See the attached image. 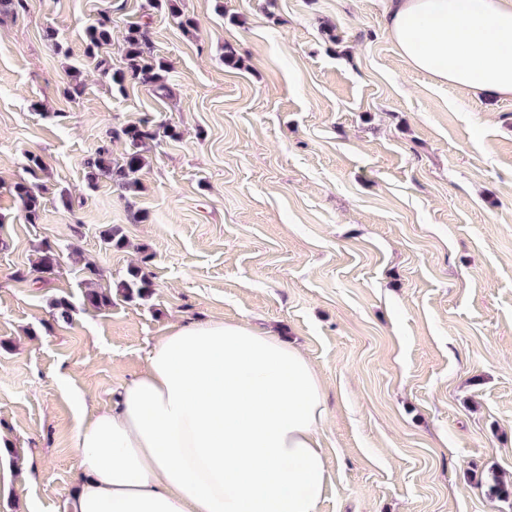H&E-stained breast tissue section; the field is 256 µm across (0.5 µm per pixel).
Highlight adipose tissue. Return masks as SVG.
I'll return each instance as SVG.
<instances>
[{"mask_svg": "<svg viewBox=\"0 0 512 512\" xmlns=\"http://www.w3.org/2000/svg\"><path fill=\"white\" fill-rule=\"evenodd\" d=\"M399 55L435 80L512 98V7L388 0ZM319 378L278 336L173 325L118 400L77 425L67 512H319L329 483Z\"/></svg>", "mask_w": 512, "mask_h": 512, "instance_id": "ef3b65f1", "label": "adipose tissue"}]
</instances>
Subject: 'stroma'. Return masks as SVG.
<instances>
[{
	"instance_id": "obj_1",
	"label": "stroma",
	"mask_w": 512,
	"mask_h": 512,
	"mask_svg": "<svg viewBox=\"0 0 512 512\" xmlns=\"http://www.w3.org/2000/svg\"><path fill=\"white\" fill-rule=\"evenodd\" d=\"M216 1L0 4V512H65L79 419L171 325L208 319L280 331L316 369L320 512H512L491 489L512 477V99L415 72L384 0ZM103 10L100 57L120 67L124 27L149 22L170 97L89 65ZM145 118L177 136L140 146L138 191L89 187L95 149L123 164L118 133ZM135 265L151 286L121 293ZM15 194L21 204L27 223H37L41 211V196L39 192L26 183H18L15 186Z\"/></svg>"
}]
</instances>
